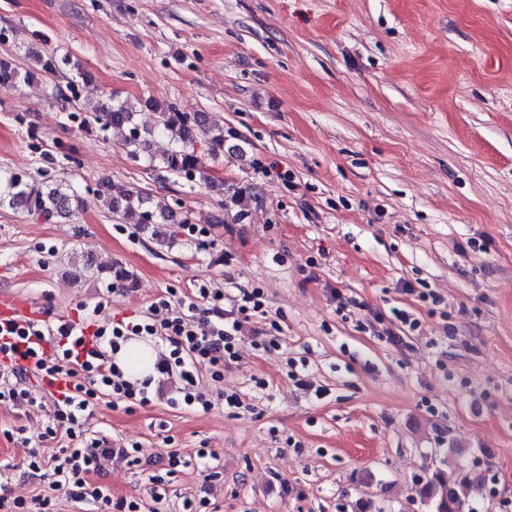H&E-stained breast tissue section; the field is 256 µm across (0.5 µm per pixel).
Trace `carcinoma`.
Instances as JSON below:
<instances>
[{"mask_svg":"<svg viewBox=\"0 0 512 512\" xmlns=\"http://www.w3.org/2000/svg\"><path fill=\"white\" fill-rule=\"evenodd\" d=\"M38 71L46 75L57 72L54 57L38 58ZM36 71V72H38ZM36 72L20 69L10 57L0 56V85L15 87L27 83ZM142 106L156 113V127L170 135L175 147L158 158L152 157V131L140 126L136 120L135 106L129 101L103 103L95 108L94 119L101 128L122 127L127 131L125 146L134 160L150 158L151 166L169 175L193 184L210 185L215 182L209 170L195 154L194 143L204 138L213 153L224 150V142L233 137L232 131L222 125H211L201 112H181L168 103L148 99ZM98 201L123 224H133L145 230L153 224H190V214L177 216L167 203H152L151 193L142 188L124 189L110 184L96 191ZM7 206L45 221L65 218L83 210L82 196L52 179L34 181L23 174H12L0 188V207ZM415 494L429 508V512H466L469 508V482L462 477L450 483L445 473L436 470L426 480L418 483Z\"/></svg>","mask_w":512,"mask_h":512,"instance_id":"carcinoma-1","label":"carcinoma"}]
</instances>
